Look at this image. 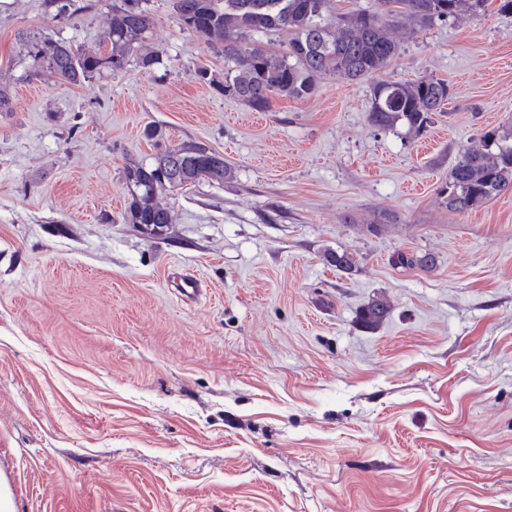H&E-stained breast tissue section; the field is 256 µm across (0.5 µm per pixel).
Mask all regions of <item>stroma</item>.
<instances>
[{"label": "stroma", "mask_w": 512, "mask_h": 512, "mask_svg": "<svg viewBox=\"0 0 512 512\" xmlns=\"http://www.w3.org/2000/svg\"><path fill=\"white\" fill-rule=\"evenodd\" d=\"M116 0H0V475L17 512H512V190L448 210L460 145L512 122V14L398 31L388 80L450 98L418 136L371 79L255 112L172 0L151 71L28 74L25 43L106 47ZM204 144L232 175L125 223L124 169ZM355 256L345 274L329 251ZM432 253L430 270L399 255ZM202 286L192 300L178 283ZM390 307L377 329L357 315ZM388 315V304L381 298L372 299L360 311L359 320L367 329L379 327Z\"/></svg>", "instance_id": "stroma-1"}]
</instances>
